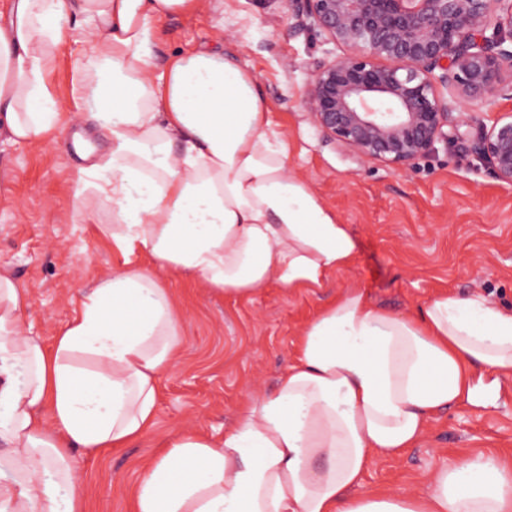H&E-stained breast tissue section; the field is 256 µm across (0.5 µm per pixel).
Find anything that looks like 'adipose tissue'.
<instances>
[{
  "mask_svg": "<svg viewBox=\"0 0 512 512\" xmlns=\"http://www.w3.org/2000/svg\"><path fill=\"white\" fill-rule=\"evenodd\" d=\"M211 2L11 0L0 17V142L82 123L46 85L76 23L77 88L108 142L79 150V177L110 203L113 244L153 259L100 279L49 350L24 330L29 296L0 267V440L13 471L0 512H84L71 451L151 431L183 342L164 276L253 297L322 286L354 262L348 226L288 167L267 101L235 58L203 48L158 67V23ZM511 379L512 309L441 293L405 317L350 286L223 435L182 432L145 462L130 512H512V463L492 456L461 457L419 496L356 492L376 459L415 447L450 408L488 411Z\"/></svg>",
  "mask_w": 512,
  "mask_h": 512,
  "instance_id": "obj_1",
  "label": "adipose tissue"
}]
</instances>
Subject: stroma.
Segmentation results:
<instances>
[{
	"mask_svg": "<svg viewBox=\"0 0 512 512\" xmlns=\"http://www.w3.org/2000/svg\"><path fill=\"white\" fill-rule=\"evenodd\" d=\"M77 34L70 29L46 83L61 110L87 112L92 100L72 94L73 61L82 49ZM217 44L260 84L289 168L350 225L354 267L319 288L290 294L274 287L242 299L211 293L190 277H167L182 315L183 345L162 377L155 426L125 448L72 453L84 512H129L143 463L170 437L189 429L218 433L233 424L251 396L272 390L294 356L299 331L351 283L408 316L444 290L478 291L512 308V186L496 180L472 150L483 128L512 113L511 98L470 107L466 124L449 120L434 154L398 169L358 160L311 122L304 104L311 70L342 48L313 30L289 32L282 0H214L208 10L161 21L157 63ZM68 138L56 130L37 143L0 145V265L27 289L25 327L48 347L98 280L125 263L149 262L147 254L127 256L113 246L110 207L95 189H83ZM465 454L512 459V380L502 383L490 412L449 409L416 447L377 460L359 491L423 493L440 467Z\"/></svg>",
	"mask_w": 512,
	"mask_h": 512,
	"instance_id": "stroma-1",
	"label": "stroma"
}]
</instances>
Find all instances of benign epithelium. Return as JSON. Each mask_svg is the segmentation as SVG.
Returning a JSON list of instances; mask_svg holds the SVG:
<instances>
[{
  "mask_svg": "<svg viewBox=\"0 0 512 512\" xmlns=\"http://www.w3.org/2000/svg\"><path fill=\"white\" fill-rule=\"evenodd\" d=\"M288 30L322 33L344 53L318 63L311 122L359 157L406 169L435 151L459 109L512 96V0H285ZM493 36H486L488 28ZM512 185V113L474 147Z\"/></svg>",
  "mask_w": 512,
  "mask_h": 512,
  "instance_id": "obj_1",
  "label": "benign epithelium"
}]
</instances>
